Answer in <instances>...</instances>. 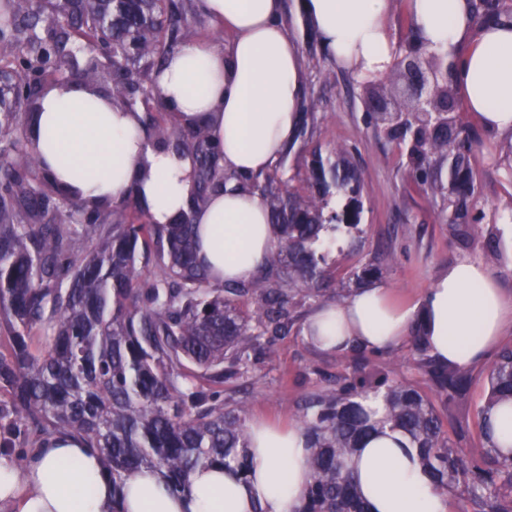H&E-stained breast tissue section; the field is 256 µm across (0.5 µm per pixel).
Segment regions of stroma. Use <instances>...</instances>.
Instances as JSON below:
<instances>
[{
	"label": "stroma",
	"mask_w": 512,
	"mask_h": 512,
	"mask_svg": "<svg viewBox=\"0 0 512 512\" xmlns=\"http://www.w3.org/2000/svg\"><path fill=\"white\" fill-rule=\"evenodd\" d=\"M288 27L305 65V97L314 99L316 112L325 116L315 133L323 152L339 142L357 145L354 162L364 187L363 242L357 256L346 257L330 251L328 263L344 266L356 259L380 255L383 276L379 283L389 288L402 304L419 302L437 275L458 260L470 257L481 262L502 292L512 296V251L498 254L489 250L490 233L501 232L512 241V136L492 137L482 128L463 100H456L455 111L477 142L472 155L476 174L470 213L478 219V229L469 242L459 241L442 213L441 201L413 187L407 172L399 167V152L379 142L374 128L364 120L361 88L353 87L350 71L337 67L320 45L311 24L300 10V0H284ZM273 361L257 363L251 388L245 396L247 419L266 418L286 425L296 422V403L316 388L319 379L312 367L328 373L343 371L342 356L318 350L301 331L277 338L272 343ZM476 378L468 399L454 408L451 438L462 445L474 444L477 411L485 397L479 380L482 364H473Z\"/></svg>",
	"instance_id": "stroma-1"
}]
</instances>
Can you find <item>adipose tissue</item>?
<instances>
[{"mask_svg": "<svg viewBox=\"0 0 512 512\" xmlns=\"http://www.w3.org/2000/svg\"><path fill=\"white\" fill-rule=\"evenodd\" d=\"M390 0H302L300 8L336 64L379 78L392 67L396 41L387 26ZM200 10L232 36L230 44L186 41L154 78L176 119H199L224 149V168L255 173L274 165L299 121L303 64L284 16L283 0H200ZM425 49L444 52L469 112L491 135L512 134V25L478 26L470 0H407ZM37 161L57 186L91 198L117 199L137 185L156 224L185 210L193 161L155 147L136 111L109 103L89 85L48 91L34 127ZM199 256L214 272L248 280L274 236L259 195L229 181L194 215ZM512 318L507 299L482 263L464 259L443 270L413 307L388 289H358L309 317L305 336L340 354L351 342L389 350L423 320L431 354L470 365L495 348ZM248 480L219 466L197 469L185 493L172 492L154 470L127 478L124 512H295L311 480L306 439L296 426L249 423ZM391 433L356 459L369 512H448L417 460ZM0 512H112V477L96 449L56 439L30 451L25 468L0 453Z\"/></svg>", "mask_w": 512, "mask_h": 512, "instance_id": "obj_1", "label": "adipose tissue"}]
</instances>
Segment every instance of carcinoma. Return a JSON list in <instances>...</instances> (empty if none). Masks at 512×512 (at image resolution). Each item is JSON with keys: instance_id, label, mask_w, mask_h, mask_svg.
I'll use <instances>...</instances> for the list:
<instances>
[{"instance_id": "cac0c4a2", "label": "carcinoma", "mask_w": 512, "mask_h": 512, "mask_svg": "<svg viewBox=\"0 0 512 512\" xmlns=\"http://www.w3.org/2000/svg\"><path fill=\"white\" fill-rule=\"evenodd\" d=\"M483 14L497 24L512 8L495 0ZM205 22L195 0H0V448L19 449L20 462L55 435L98 449L112 474V512H122L124 481L142 468L175 492L213 464L247 478L245 406L224 398V386H246L253 359L271 357V339L337 291V279L360 287L382 276L372 259L331 267L320 251L330 230L349 250L360 246L356 147L338 144L327 157L313 149L306 193L290 190L299 173L288 156L312 140L316 113L301 114L271 168L236 175L204 123L155 111L153 73ZM100 47L114 54L107 99L140 112L157 148L193 157L188 209L168 224L149 220L133 185L117 205L63 190L38 167L30 130L41 99L60 72L99 85L105 73L78 54ZM374 97L365 115L378 136L405 150L415 185L448 198V223L468 237V133L442 114L376 112ZM232 179L265 201L275 240L254 278L221 282L198 261L193 213ZM408 339L416 379L391 378L378 351L359 343L345 352L344 372L313 369L320 385L297 405L311 470L297 512H368L351 461L387 429L408 439L437 489L458 494L456 512H512V448L502 449L492 423L512 402V347L484 370L478 447L461 448L445 430L448 404L475 378L430 355L423 321Z\"/></svg>"}]
</instances>
